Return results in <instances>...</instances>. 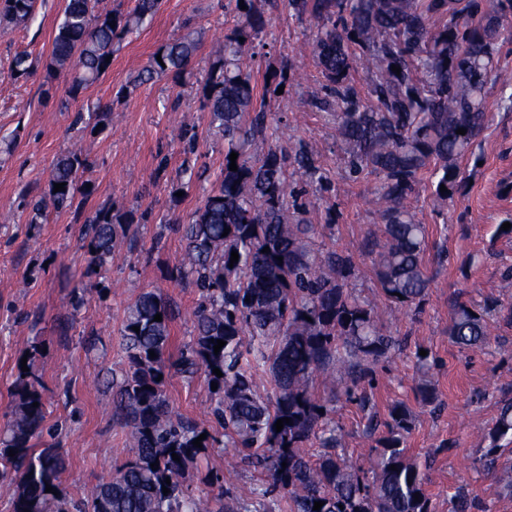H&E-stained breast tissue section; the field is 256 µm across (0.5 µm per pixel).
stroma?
<instances>
[{
	"instance_id": "stroma-1",
	"label": "stroma",
	"mask_w": 512,
	"mask_h": 512,
	"mask_svg": "<svg viewBox=\"0 0 512 512\" xmlns=\"http://www.w3.org/2000/svg\"><path fill=\"white\" fill-rule=\"evenodd\" d=\"M266 26L253 43L256 57L251 83L256 103L268 113L265 139L255 156L269 148H292L298 141L315 145L323 183L308 185L310 218L318 224L323 251L351 256L355 265L348 285L375 306L379 323L401 339L399 350L379 365V381L369 392L378 421L391 404L404 403L414 423L406 437L408 457L426 476L432 512H455L459 493H467L468 512H512V495L502 492L490 472L472 461L490 447L488 430L504 400L512 399V83L496 84L486 101L485 127L471 155L461 163L464 182L448 204L435 202L422 183L410 204L426 224L424 256L430 280L419 309L404 313L382 297L373 273V254L363 242L381 225L369 198L373 176L351 177L332 121L314 100L321 75L305 44L316 31L312 16L296 14L288 0H254ZM65 0H37L24 24H0V424L12 406V389L24 351L38 345L36 367L45 385L46 423L58 428L57 440L67 459L62 477L69 499L80 500L88 487L112 474L127 430L113 413L112 380L126 367L121 335L129 306L142 290L156 288L174 310L170 355L194 335L193 311L199 294L189 279L173 269L182 258L179 227L188 223L224 167V141L201 108L196 81L223 53L224 37L239 21L233 0H163L161 9L116 47L112 66L83 99L67 98L69 77L54 81L45 98V64L51 55ZM192 38L198 48L181 77L155 78L133 93L123 88L162 45ZM28 54L27 76L12 70L15 55ZM108 104L112 120L105 129L77 128L74 116L87 105ZM193 126L198 141L202 181L182 196L171 192L179 178L182 134ZM81 145L89 166L82 178L92 187L81 213H51L48 223H27L17 207L22 192L46 194L52 165L61 154ZM136 218L112 253L106 269L87 273L83 247L84 214L100 205ZM86 272L87 292L75 306L71 276ZM492 306L494 328L487 343L464 350L448 336L459 305ZM427 362H419L418 351ZM434 385V403H421V379ZM174 415L210 427V394L204 377L171 375L167 384ZM344 428L342 456L370 470L366 419L346 397L336 402ZM230 451L216 445L208 468L216 480L206 493L252 498L259 474L246 464L228 472Z\"/></svg>"
}]
</instances>
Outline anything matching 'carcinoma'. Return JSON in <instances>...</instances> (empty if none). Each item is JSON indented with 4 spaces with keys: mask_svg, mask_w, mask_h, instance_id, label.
<instances>
[{
    "mask_svg": "<svg viewBox=\"0 0 512 512\" xmlns=\"http://www.w3.org/2000/svg\"><path fill=\"white\" fill-rule=\"evenodd\" d=\"M101 2L67 0L47 63L49 84L55 74L78 68L68 87L74 100L105 74L114 47L162 4L137 0L133 10L123 12L102 8ZM244 5L239 25L224 37L223 57L199 80L201 107L224 137V171L183 227L177 273L201 294L193 339L169 364L173 311L163 293L145 290L128 308L122 329L128 369L112 379V389L131 455L78 502L46 492L48 485L60 490L66 458L57 442L44 440L43 384L35 372L39 350L31 346L28 371L14 386L11 412L0 429V465L14 484L11 512H276L270 494L280 487L288 492V512H431L424 475L407 456L412 415L404 405L388 409L386 431L370 448L371 477L359 475L336 453L343 427L332 400L315 394V380L366 409L370 399L361 389L374 384L375 366L397 341L384 332L374 307L347 288L351 257L314 247L317 225L306 218L308 203L303 192L290 188L287 176L291 167L316 178L314 147L301 142L288 154L271 148L253 159L250 148L265 136L267 125L266 112L254 105L248 46L265 21L252 0ZM288 5L317 20L311 52L323 82L315 105L333 117L350 173L375 176L373 202L383 230L366 247L376 254L374 276L382 297L407 312L428 288L426 227L407 200L427 173L437 202L458 192L460 163L485 123L488 88L512 81L499 63L512 0H495L490 9L483 0H288ZM34 8L35 0H0V23L24 22ZM197 46L185 39L165 44L157 50L161 59L151 56L125 91L155 77L180 75ZM355 63L370 76L367 103L352 83ZM394 65L400 73L392 71ZM460 128L466 133H456ZM233 152L235 171L229 170ZM183 154L181 174L188 181L172 187L175 193L203 175L196 169V134L188 130ZM87 166L80 149L57 157L48 197L21 194L29 223H46L50 206L80 209L91 194L82 181ZM57 183L65 190L54 191ZM132 223L108 205L85 216L88 267L107 266L119 234ZM233 251L239 259L232 265ZM490 313L486 307L458 306L448 335L462 349L481 347L490 336ZM157 314L162 321L154 320ZM219 339L226 345L216 354ZM215 368L223 376H216ZM171 372L218 384L211 392L212 415L224 447L241 453V461L265 481L253 501L243 503L227 492L211 497L193 488L194 471L218 440L194 420L172 414L166 395ZM261 375L269 377L272 394L259 391ZM284 417L291 422L278 432L275 423ZM203 433L198 448L193 441ZM489 435L494 442L512 439V402L503 403ZM499 451L495 445L481 450L473 466L496 469L497 484L512 494V463H498ZM174 453L180 461L173 460ZM316 501L324 502L318 511Z\"/></svg>",
    "mask_w": 512,
    "mask_h": 512,
    "instance_id": "1",
    "label": "carcinoma"
}]
</instances>
